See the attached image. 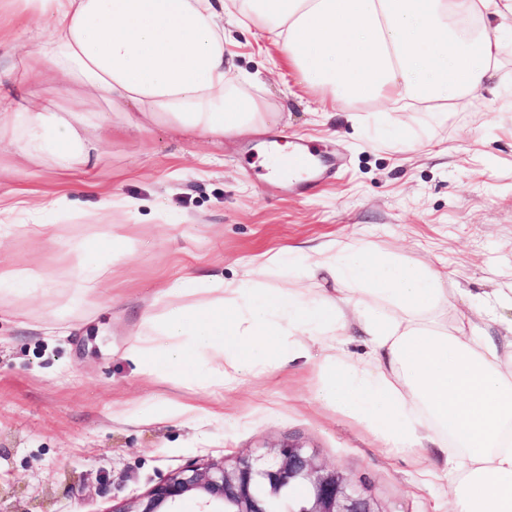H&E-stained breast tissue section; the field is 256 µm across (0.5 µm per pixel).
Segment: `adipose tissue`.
<instances>
[{
  "instance_id": "ef3b65f1",
  "label": "adipose tissue",
  "mask_w": 512,
  "mask_h": 512,
  "mask_svg": "<svg viewBox=\"0 0 512 512\" xmlns=\"http://www.w3.org/2000/svg\"><path fill=\"white\" fill-rule=\"evenodd\" d=\"M21 72L0 90V148L53 172L90 171L104 135L85 102L122 112L142 130L165 126L189 140L271 130L266 102L238 95L225 53V16L269 34L308 88L363 107L388 103L447 118L491 86L507 45L494 36L512 0H6ZM50 74L64 97L36 101L28 88ZM29 216L11 223L13 214ZM43 209L22 197L0 210V240L46 232ZM106 231L80 246L74 277L94 288L126 256ZM302 260L347 282L333 302L258 278L215 281L186 274L165 288L171 303L145 318L125 356L153 382L221 389L309 358L315 398L353 418L384 447L444 458L433 473L448 512H512V334L484 326L489 307H461L441 274L379 258L363 246L321 248ZM51 278L0 266V290L50 295ZM204 292L208 301L180 304ZM366 360L350 359L351 330Z\"/></svg>"
}]
</instances>
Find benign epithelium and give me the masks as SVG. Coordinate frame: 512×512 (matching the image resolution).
<instances>
[{
  "instance_id": "1",
  "label": "benign epithelium",
  "mask_w": 512,
  "mask_h": 512,
  "mask_svg": "<svg viewBox=\"0 0 512 512\" xmlns=\"http://www.w3.org/2000/svg\"><path fill=\"white\" fill-rule=\"evenodd\" d=\"M292 487L302 490L298 512H383L341 471L316 461L298 443L268 456L242 457L230 471L218 464L187 466L108 512H179L189 496L198 499V512H269L267 501Z\"/></svg>"
}]
</instances>
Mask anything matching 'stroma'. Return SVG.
<instances>
[{"mask_svg":"<svg viewBox=\"0 0 512 512\" xmlns=\"http://www.w3.org/2000/svg\"><path fill=\"white\" fill-rule=\"evenodd\" d=\"M226 45L246 92L277 116L265 134L190 142L153 126L111 130L94 177L99 192L133 198L132 214L98 208L80 176L0 151V197L60 199L42 235L0 242V263L55 282L34 300L0 295V512H109L190 464L237 458L295 441L339 469L384 512H447L415 458L376 440L352 418L313 401L318 377L297 362L227 391L201 392L139 376L123 352L144 317L161 316L160 288L186 269L225 281L265 267V284L332 299L336 283L297 264L299 249L368 242L374 253L429 266L449 297L493 307L489 326L512 325V52L498 96L478 94L447 119L349 107L301 85L269 36L231 28ZM296 138L341 161L313 195L290 190L262 163L272 142ZM131 246L104 292L74 301L76 243L105 225ZM192 413L152 420V401Z\"/></svg>","mask_w":512,"mask_h":512,"instance_id":"stroma-1","label":"stroma"}]
</instances>
